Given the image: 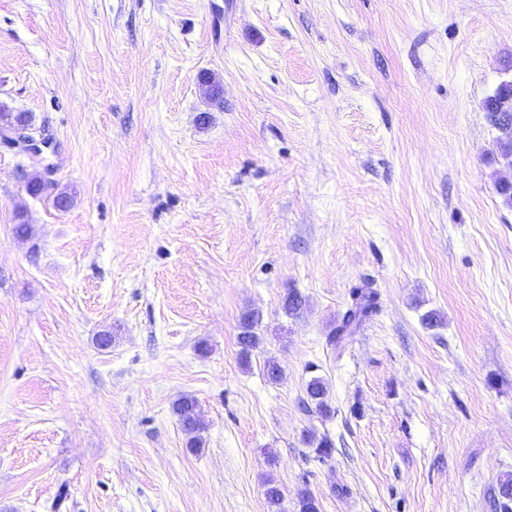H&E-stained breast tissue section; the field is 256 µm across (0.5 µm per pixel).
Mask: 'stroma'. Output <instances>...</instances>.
<instances>
[{
  "label": "stroma",
  "instance_id": "35a3bbf8",
  "mask_svg": "<svg viewBox=\"0 0 512 512\" xmlns=\"http://www.w3.org/2000/svg\"><path fill=\"white\" fill-rule=\"evenodd\" d=\"M510 78L512 0H0V106L52 140H0V512H270V480L281 512H496L512 172L484 102ZM352 305L345 311L339 324L334 326L328 336L333 346L341 344L353 336L361 324L376 310V293L368 288L357 287L351 292ZM259 322V315L250 313L243 318L241 323L243 330L241 333L239 332L237 336V345L240 348L241 359L245 366L249 365L251 353L261 342V337L256 332ZM327 392L328 386L323 378L315 377L311 379L306 388L307 404L309 406L314 405L320 413L327 414L330 411L326 401ZM173 412L177 415L183 431L188 436L187 447L192 452H199L203 447L201 434L205 429V424L196 401L191 396H182L173 404Z\"/></svg>",
  "mask_w": 512,
  "mask_h": 512
}]
</instances>
